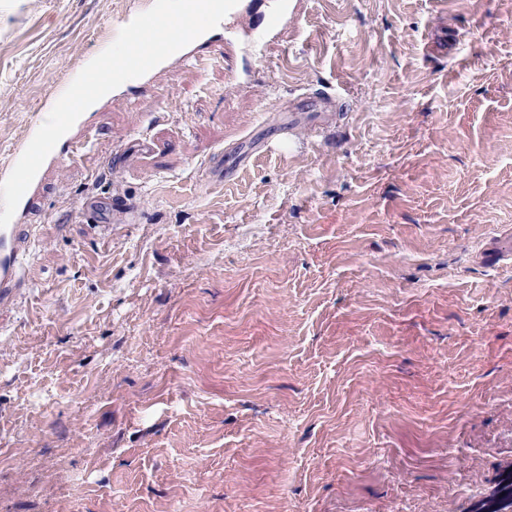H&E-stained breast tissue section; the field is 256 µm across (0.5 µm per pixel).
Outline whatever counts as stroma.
<instances>
[{"label":"stroma","mask_w":512,"mask_h":512,"mask_svg":"<svg viewBox=\"0 0 512 512\" xmlns=\"http://www.w3.org/2000/svg\"><path fill=\"white\" fill-rule=\"evenodd\" d=\"M150 3L0 0V168ZM260 10L17 214L0 512H469L512 465V0H299L255 62Z\"/></svg>","instance_id":"obj_1"}]
</instances>
